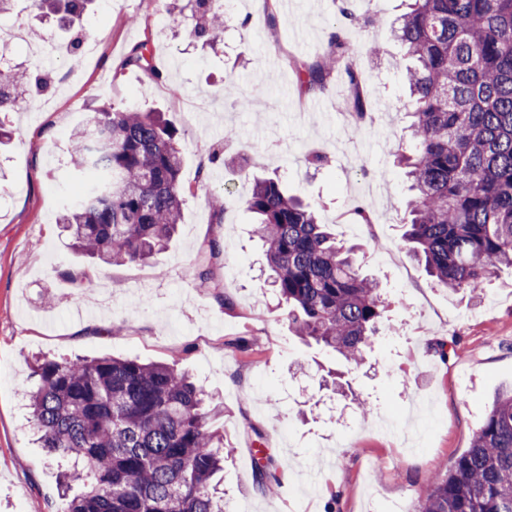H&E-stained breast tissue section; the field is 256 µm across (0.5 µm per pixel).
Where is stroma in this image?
Returning <instances> with one entry per match:
<instances>
[{
	"mask_svg": "<svg viewBox=\"0 0 512 512\" xmlns=\"http://www.w3.org/2000/svg\"><path fill=\"white\" fill-rule=\"evenodd\" d=\"M267 0H228L224 43L201 47L168 0H94L70 33L43 21L34 0H15L0 16L26 31L7 55L40 71L47 90L24 95L5 122L12 141L0 153V512H60L56 471L34 441L23 398L33 388V355L131 357L176 363L222 405L211 427L224 437V500L231 512H414L431 475L447 473L471 445L497 394L512 386V271L492 279L485 296L468 300L436 286L402 241L409 183L397 164L413 142L407 131L408 59L392 33L404 0H355L373 24L348 34L351 60L365 73L364 108L373 122L349 126L348 86L330 78L323 95L302 94L291 60L323 53L336 0L278 4L275 26ZM42 30L33 38L29 29ZM149 41L163 80L122 65L131 46ZM382 53L371 57V45ZM164 113L184 148L185 189L178 232L147 263L86 261L70 246L55 216L77 198L80 181H62L72 135L87 108ZM326 157L323 166L309 156ZM280 176L291 194L311 203L319 223L362 246L365 274L382 282L394 328L373 343L355 374L356 393L373 400V415L340 398L321 379L338 368L332 353L303 342L288 327L265 281L266 258L244 206L256 179ZM227 209L217 215L212 200ZM362 204L375 215L366 227L341 221ZM217 240L220 289L201 288L191 265L200 245ZM88 265L92 282L77 291L63 269ZM226 301H219L218 292ZM54 304L43 301L46 293ZM250 340L248 351L229 339ZM451 341L440 361L432 345ZM354 418L350 440L338 423ZM291 460L277 496L256 485V456Z\"/></svg>",
	"mask_w": 512,
	"mask_h": 512,
	"instance_id": "35a3bbf8",
	"label": "stroma"
}]
</instances>
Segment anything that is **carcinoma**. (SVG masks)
<instances>
[{
	"label": "carcinoma",
	"mask_w": 512,
	"mask_h": 512,
	"mask_svg": "<svg viewBox=\"0 0 512 512\" xmlns=\"http://www.w3.org/2000/svg\"><path fill=\"white\" fill-rule=\"evenodd\" d=\"M92 0H40L73 20ZM344 0L326 53L293 63L304 91L322 93L350 57L345 31L371 19ZM190 36L222 40L224 0H181ZM397 39L406 50L415 151L402 157L413 192L402 234L431 280L481 298L487 281L512 268V0H410ZM124 64L159 77L146 42ZM364 115L362 75L345 69ZM37 71L0 69V112L22 93L41 90ZM70 163L89 184L58 214L74 248L105 263L147 262L163 252L181 220L184 156L177 130L158 112L92 110L73 135ZM265 246L269 278L288 309L292 332L360 367L384 328L390 300L362 274L354 247L336 241L313 207L282 182L258 179L246 200ZM205 242L193 279L218 288ZM28 392L41 447L57 459L63 512H224L217 474L224 437L212 430V399L175 365L119 357H35ZM291 461L257 462L258 488L273 493L276 470ZM415 512H512V389L498 394L470 448L444 477L431 478Z\"/></svg>",
	"instance_id": "cac0c4a2"
}]
</instances>
